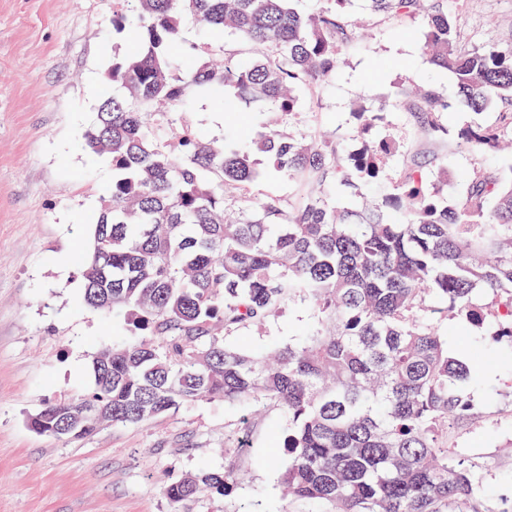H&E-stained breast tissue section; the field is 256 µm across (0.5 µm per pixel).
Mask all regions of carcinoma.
<instances>
[{
	"mask_svg": "<svg viewBox=\"0 0 512 512\" xmlns=\"http://www.w3.org/2000/svg\"><path fill=\"white\" fill-rule=\"evenodd\" d=\"M135 2L138 50L112 60V94L82 133L87 154L110 159L112 187L80 276L83 302L123 311L141 339L98 351L93 390L45 404L30 427L79 439L202 399L272 402L288 416L287 457L268 464L289 495L323 512H488L481 472L448 446V426L477 414L472 360L448 352L438 319L494 326L512 344V179L476 169L451 201L445 168L432 182L412 155L396 192L338 209L329 188L358 195L395 149L370 138L385 112L403 108L420 133L449 134L430 86L358 104L362 146L347 155L288 129L303 91L328 82L354 43L345 21L354 0L309 14L289 0ZM365 2L391 18L424 17L423 50L470 109L512 104V51L493 39L465 48L446 0ZM188 15L261 54L239 62L222 44L187 41ZM192 94L227 113L238 101L266 106L281 125L259 127L247 145L229 129L208 140L174 118ZM501 127L512 129V111L498 128L466 127L455 139L494 152ZM272 172L297 185L294 199L228 207L224 187L245 191ZM433 295L447 300L443 311ZM294 297L314 309V334L262 352L226 347L224 335L266 323ZM239 480L202 468L164 495L171 512H189L202 492Z\"/></svg>",
	"mask_w": 512,
	"mask_h": 512,
	"instance_id": "cac0c4a2",
	"label": "carcinoma"
}]
</instances>
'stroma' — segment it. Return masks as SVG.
I'll list each match as a JSON object with an SVG mask.
<instances>
[{
	"label": "stroma",
	"instance_id": "1",
	"mask_svg": "<svg viewBox=\"0 0 512 512\" xmlns=\"http://www.w3.org/2000/svg\"><path fill=\"white\" fill-rule=\"evenodd\" d=\"M466 47L496 40L512 49V0H447ZM133 0H0V512H170L165 485L206 467L245 473L224 494L197 498L190 512H317L313 503L284 497L267 460L283 450L288 418L272 403L228 406L202 400L135 425H104L80 440L44 436L27 419L49 399L91 390V355L132 343L121 312L103 313L81 300L80 262L100 195L112 184V163L90 157L81 135L97 101L93 83L107 80L112 61L131 54L136 34L112 28ZM347 23L359 39L335 77L303 95L294 131L334 139L345 153L360 145L353 111L358 102L395 99L401 87L434 85L448 104L442 121L457 130L494 125L497 109L469 110L452 76L431 69L422 50L421 17L371 15L355 0ZM182 118L206 138L224 136V113L191 97ZM384 132L398 150L373 197L400 182L406 156L439 161L462 189L477 166L512 169V151L481 157L455 141L421 136L414 113H386ZM308 304L293 299L261 326L227 336V345L255 350L296 343L312 333ZM471 387L479 415L452 429L448 443L483 473L489 512H512V360L479 366Z\"/></svg>",
	"mask_w": 512,
	"mask_h": 512
}]
</instances>
